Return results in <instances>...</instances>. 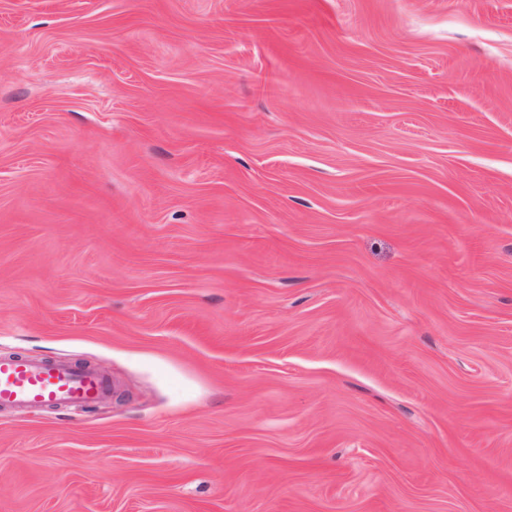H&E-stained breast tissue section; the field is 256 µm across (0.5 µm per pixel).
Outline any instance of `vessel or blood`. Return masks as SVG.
Listing matches in <instances>:
<instances>
[{
  "label": "vessel or blood",
  "mask_w": 512,
  "mask_h": 512,
  "mask_svg": "<svg viewBox=\"0 0 512 512\" xmlns=\"http://www.w3.org/2000/svg\"><path fill=\"white\" fill-rule=\"evenodd\" d=\"M111 391L109 379L91 368L0 357V408L36 407L49 401L61 406H83Z\"/></svg>",
  "instance_id": "b4317fda"
}]
</instances>
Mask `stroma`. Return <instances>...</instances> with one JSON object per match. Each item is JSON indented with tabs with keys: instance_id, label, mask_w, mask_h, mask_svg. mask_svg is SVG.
Returning <instances> with one entry per match:
<instances>
[{
	"instance_id": "obj_1",
	"label": "stroma",
	"mask_w": 512,
	"mask_h": 512,
	"mask_svg": "<svg viewBox=\"0 0 512 512\" xmlns=\"http://www.w3.org/2000/svg\"><path fill=\"white\" fill-rule=\"evenodd\" d=\"M0 512H512V0H0ZM111 391L109 379L91 368L0 357V409L36 407L49 401L61 406H84Z\"/></svg>"
}]
</instances>
